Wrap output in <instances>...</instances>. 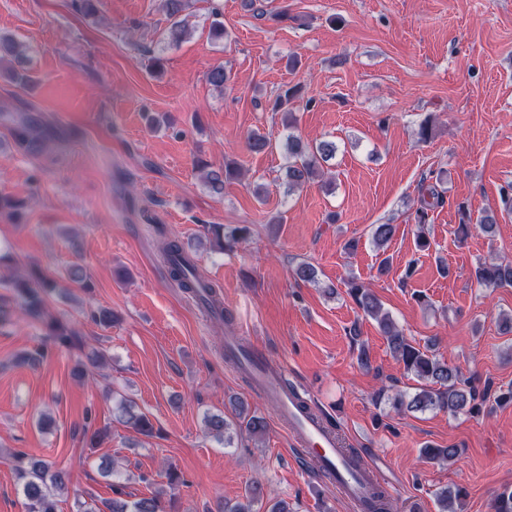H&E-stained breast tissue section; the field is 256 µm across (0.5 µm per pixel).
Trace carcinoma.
<instances>
[{
	"mask_svg": "<svg viewBox=\"0 0 512 512\" xmlns=\"http://www.w3.org/2000/svg\"><path fill=\"white\" fill-rule=\"evenodd\" d=\"M168 26L162 32V40L174 46L185 37L186 25L182 19L188 6V0H162ZM230 79L229 72L222 65L211 68L207 80L211 86L224 91V85ZM303 101L309 108L314 103L313 97L303 94V87L287 88L277 95L273 103V111L283 114V125L291 128L295 124L294 111L296 102ZM34 129L26 122L19 125L15 132L16 143L29 149L35 142ZM246 147L253 152H262L270 147V140L264 135L251 131L244 136ZM288 167L286 179L288 191L304 187L325 175V164L336 154V143L321 141L315 144L304 142L300 137L290 134L286 142ZM241 168L234 163H227L221 169L207 171L204 182L210 192L216 196L224 194V183L240 178ZM443 202L442 196L433 192L430 198H421L420 207L416 210V220L426 224L428 210ZM211 232L215 237L214 248L231 251L245 244L250 238V227L247 224H214ZM395 226L378 224L373 231V242L377 248H384L393 238ZM165 260L172 279L181 288L192 294L210 312L224 315V306L219 299L216 285L205 280L198 272L196 264L186 253L182 244L171 240L165 247ZM478 285L484 287L512 286V262L499 260L484 262L474 272ZM12 291L11 301L30 318L42 322L46 327L45 340L36 354L25 357V360L36 363L44 359L51 347L56 345L75 348L81 344L77 332L67 328L56 319L46 318L47 298L57 288L55 279L38 270L26 276L9 278ZM349 294L364 312L375 319L379 329L385 336L388 347L393 355L403 363L406 372L420 380L433 384L431 388H422L413 397L405 401L403 398L393 399V405L405 407L409 412H424L438 409L453 414H474L481 410L477 403L475 390L464 380L461 372L441 361L434 354V344L417 347L404 335L388 313L383 311L382 303L364 285L352 280L348 283ZM119 421L143 435H150L153 426L147 415L138 412L132 402L120 401ZM263 417L249 415L244 409L237 412V420L228 421L222 415H211L207 418V430L218 439L229 444L234 435L246 429L252 435H259L265 429ZM460 450L453 447H426L423 454L430 460L452 462L459 456ZM14 470L27 501L28 512H58V499L63 496H74L76 512H177L174 494L157 491L146 497L132 498V494L124 491L118 483L112 484L113 497L102 504L81 501L78 492L71 491V479L67 470L56 468L43 459H36L24 452L13 455ZM461 497L458 488H444L437 498L441 512H456L454 504ZM222 512H293L288 501L284 499L267 500L263 487L258 483L247 486L242 499L235 502H224Z\"/></svg>",
	"mask_w": 512,
	"mask_h": 512,
	"instance_id": "obj_1",
	"label": "carcinoma"
}]
</instances>
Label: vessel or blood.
<instances>
[{"instance_id":"vessel-or-blood-1","label":"vessel or blood","mask_w":512,"mask_h":512,"mask_svg":"<svg viewBox=\"0 0 512 512\" xmlns=\"http://www.w3.org/2000/svg\"><path fill=\"white\" fill-rule=\"evenodd\" d=\"M255 386L263 391L286 422L295 437L310 448L321 470L330 475L331 482L353 512H372L373 504L368 490L380 486L378 473L366 462H355L346 457L339 439L320 421L305 414L296 395L282 383V368L274 366L260 351H252L249 363Z\"/></svg>"}]
</instances>
